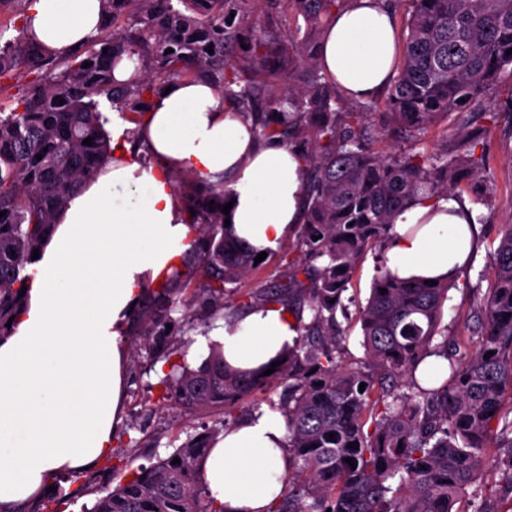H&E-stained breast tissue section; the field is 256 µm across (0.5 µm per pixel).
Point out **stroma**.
Wrapping results in <instances>:
<instances>
[{"instance_id": "35a3bbf8", "label": "stroma", "mask_w": 512, "mask_h": 512, "mask_svg": "<svg viewBox=\"0 0 512 512\" xmlns=\"http://www.w3.org/2000/svg\"><path fill=\"white\" fill-rule=\"evenodd\" d=\"M269 19L283 29L294 27L297 37L307 38L311 46H318L321 29H306L303 18L293 11L289 0H241L238 14L228 20L238 35L225 45V57L245 61L250 55L249 45L262 36L263 24ZM481 109L495 115L494 121L487 124L491 154L482 173L483 179L493 186L495 199L489 205L477 201L472 204L475 213L484 218L482 246L472 257L466 272L449 290L441 320L449 340L457 342L463 354L474 350L473 344L466 340L477 311L473 290L489 287L492 255L500 239L499 227L512 224V72L502 74ZM459 125V117L451 116L432 127L422 141L414 142L402 137L389 119L378 113L367 122L366 133L373 136L375 150L412 152L426 157L452 136ZM295 257L291 242L282 243L258 268L235 281L234 289L247 293L282 285L286 281L288 263ZM124 341L128 346L127 395L122 420L114 434L112 454L93 470L56 477L55 489L46 495L40 512H84L123 481L127 473L123 460L128 454H135L137 463L148 465L172 452L189 435L205 427H221L224 423V414L220 411L200 410L190 414L172 402L159 405L160 373L151 366L148 348L139 344L140 328L136 320H129ZM132 438L138 441L133 450L128 447Z\"/></svg>"}]
</instances>
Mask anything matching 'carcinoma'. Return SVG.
<instances>
[{
	"mask_svg": "<svg viewBox=\"0 0 512 512\" xmlns=\"http://www.w3.org/2000/svg\"><path fill=\"white\" fill-rule=\"evenodd\" d=\"M403 1L409 9L402 59L386 88L385 107L401 133L420 140L440 118L469 113L512 68V53L506 54L512 50V0H392L393 6ZM102 2L103 24L131 13L136 28L97 34L84 51L59 56L33 41L24 23L0 46V79L17 77L23 67L46 71V81L29 85L15 108H0V341L12 335L6 323L26 305L21 291L33 250L44 249L71 193L112 159L103 102L122 116L144 113L149 104L143 97L192 69L239 103L266 98L264 111L245 113L259 139L306 141L301 258L274 291L237 297L224 288L257 267V254L224 233L223 192L196 177L177 184L185 211H195L188 223L198 233V268L206 278L198 295L210 301L212 313L224 310L230 319L240 309L274 302L294 312L299 336L270 375L230 371L214 348L193 367L157 331L170 319L143 311L141 335L152 340V357L170 367L159 382V400L179 401L189 410L219 406L229 414L250 395L284 387L276 409L286 420L291 469L285 494L270 512H460L455 505L465 494L472 512H505L484 497L482 471L491 465L512 491V405H503L504 389L512 386V225L501 228L490 288L483 295L473 290L480 310L468 337L477 345L472 354L448 351V336L439 331L452 283L404 280L383 264L357 309L364 361L356 367L345 363V330L338 321L348 314L342 295L354 266L367 251L385 250L396 215L422 199L471 187L485 167L488 145L478 117L455 132L451 146L429 157L383 154L358 129L376 102L344 111L306 40H282L271 22L249 61L224 59V44L234 38L224 29V13L240 0H179L178 8L172 0ZM290 2L313 29L347 0ZM272 44L288 57L285 78L304 80L283 96L242 78ZM125 57L137 62L140 76L117 85L112 69ZM88 137L91 146L83 144ZM183 291L177 269L159 284L158 295L172 312L179 301L191 305ZM438 334L442 341L435 345ZM429 354L448 360V372L439 386L424 388L415 371ZM220 433L198 432L150 466L130 469L90 512H223L198 471ZM491 438L496 444L489 460Z\"/></svg>",
	"mask_w": 512,
	"mask_h": 512,
	"instance_id": "cac0c4a2",
	"label": "carcinoma"
}]
</instances>
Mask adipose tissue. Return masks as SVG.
<instances>
[{
    "label": "adipose tissue",
    "instance_id": "ef3b65f1",
    "mask_svg": "<svg viewBox=\"0 0 512 512\" xmlns=\"http://www.w3.org/2000/svg\"><path fill=\"white\" fill-rule=\"evenodd\" d=\"M102 0H33L28 34L66 55L97 34ZM398 55L388 0H348L328 21L317 60L347 98L380 94ZM136 126L148 156L127 151L112 125L114 157L70 196L32 264L28 301L0 342V512H24L60 474L94 469L112 452L124 400L123 334L147 284L179 267L194 236L171 184L189 172L233 203L228 235L270 253L305 221L307 160L261 141L228 98L203 78L170 81ZM466 198L448 193L399 213L385 250L402 279H457L478 244ZM297 336L285 307L268 304L219 322L194 350L221 345L234 369L257 370ZM281 415H254L222 432L200 472L224 512H267L285 487L288 453Z\"/></svg>",
    "mask_w": 512,
    "mask_h": 512
}]
</instances>
